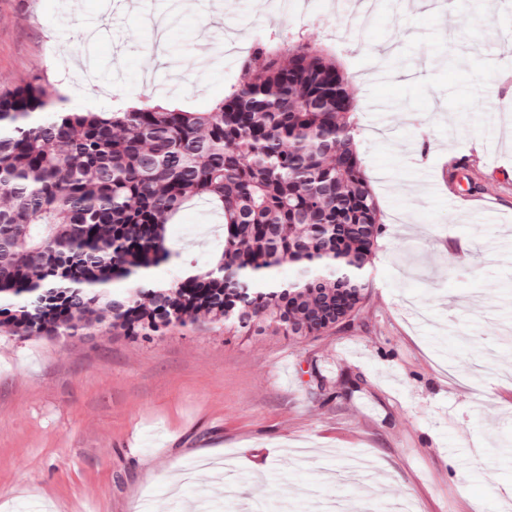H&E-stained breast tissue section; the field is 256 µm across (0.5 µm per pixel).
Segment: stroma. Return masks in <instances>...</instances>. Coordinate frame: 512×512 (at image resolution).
<instances>
[{
	"label": "stroma",
	"mask_w": 512,
	"mask_h": 512,
	"mask_svg": "<svg viewBox=\"0 0 512 512\" xmlns=\"http://www.w3.org/2000/svg\"><path fill=\"white\" fill-rule=\"evenodd\" d=\"M304 2L0 0V91L39 78L77 112L207 110L274 33L335 49L384 223L359 320L321 336L0 330V512H181L217 481L204 512H512V0ZM205 209L154 283L220 257Z\"/></svg>",
	"instance_id": "obj_1"
}]
</instances>
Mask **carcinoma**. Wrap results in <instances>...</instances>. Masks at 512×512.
Instances as JSON below:
<instances>
[{
    "instance_id": "carcinoma-1",
    "label": "carcinoma",
    "mask_w": 512,
    "mask_h": 512,
    "mask_svg": "<svg viewBox=\"0 0 512 512\" xmlns=\"http://www.w3.org/2000/svg\"><path fill=\"white\" fill-rule=\"evenodd\" d=\"M251 58L258 80L205 112L67 111L35 82L0 93V328L56 339L107 320L149 342L201 313L232 336L304 338L359 316L355 273L382 224L349 80L301 38L269 35ZM192 198L220 209L222 256L156 285L164 225ZM285 263L304 275L280 280Z\"/></svg>"
}]
</instances>
